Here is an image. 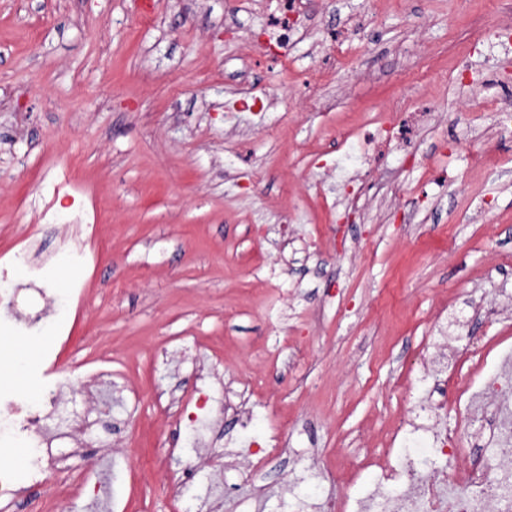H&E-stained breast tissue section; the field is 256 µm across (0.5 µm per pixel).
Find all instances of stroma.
<instances>
[{
  "label": "stroma",
  "instance_id": "obj_1",
  "mask_svg": "<svg viewBox=\"0 0 512 512\" xmlns=\"http://www.w3.org/2000/svg\"><path fill=\"white\" fill-rule=\"evenodd\" d=\"M277 0H0V255L56 250L67 230L34 209L95 211L97 261L52 269L84 296L57 348L71 412L113 418L82 435L70 477L103 463L112 512H288L295 495L356 499L384 438L429 392L426 363L462 356L459 330L512 344V0H307L282 68L250 79L270 117L234 112L240 58ZM336 79L311 95L327 32ZM435 115L407 152L375 155L372 117L399 100ZM332 108H325V101ZM353 132L336 140L337 129ZM364 189L354 223L324 197ZM500 303L496 320L472 305ZM223 389L211 459L161 402ZM247 425H240L239 415ZM282 439L286 452L248 472ZM174 456H167V449ZM234 490L208 497L213 468Z\"/></svg>",
  "mask_w": 512,
  "mask_h": 512
}]
</instances>
